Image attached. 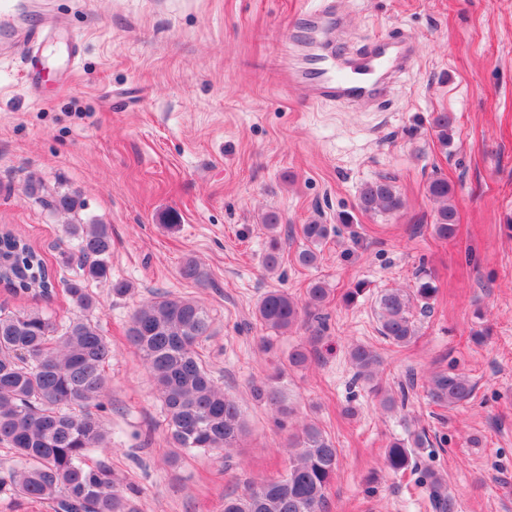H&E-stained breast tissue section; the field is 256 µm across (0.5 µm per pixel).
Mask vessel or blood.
<instances>
[{"instance_id":"obj_1","label":"vessel or blood","mask_w":512,"mask_h":512,"mask_svg":"<svg viewBox=\"0 0 512 512\" xmlns=\"http://www.w3.org/2000/svg\"><path fill=\"white\" fill-rule=\"evenodd\" d=\"M58 26V21L49 17L39 29L18 28L16 43L30 53L44 48ZM303 26L308 36L300 45L299 64L284 73L282 83L299 90L311 105L337 102L358 110L381 106L397 77L406 73L417 57L415 38L402 31L352 47L338 0H320L315 10L304 14Z\"/></svg>"}]
</instances>
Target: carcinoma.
<instances>
[{
	"label": "carcinoma",
	"mask_w": 512,
	"mask_h": 512,
	"mask_svg": "<svg viewBox=\"0 0 512 512\" xmlns=\"http://www.w3.org/2000/svg\"><path fill=\"white\" fill-rule=\"evenodd\" d=\"M453 123L449 112L432 116V128L445 149ZM426 194L438 204L433 233L453 238L457 227L453 187L447 179L435 177L427 183ZM403 205L389 176L365 183L359 193L358 207L366 213L393 214ZM50 206L71 213L79 198L59 194ZM264 222L269 231L264 265L274 271L281 265L279 216L270 211ZM63 232L73 240L68 262L79 270L73 279L55 278L39 251L11 229L0 230V287L14 296L49 301L59 282L80 311V316L60 324L41 310L0 309V444L14 458L13 465L0 466V493L48 502L54 512H136L131 500L141 489L129 485L122 491L104 467L86 462L92 450L112 447V437L97 415L104 408L105 365L112 359V342L94 320L98 302L89 283L110 282L115 297L127 296L131 288L111 278L110 225L65 224ZM331 232V225L318 221L300 225L296 262L305 268L317 266L319 246ZM436 293L434 279L426 272L408 291L380 292L375 299L380 334L396 347L407 345L417 334L414 310L428 309ZM328 297L322 281L308 285L302 303L273 288L259 299L256 319L275 332L302 327L319 318ZM211 336L213 320L201 304L166 294L141 304L127 329L128 342L156 381L177 458L195 452L225 454L247 432L237 403L217 385L198 351ZM349 357L357 379L372 383L381 366L379 354L356 345ZM280 377L277 369L253 384L251 392L274 409L276 423L283 426L290 410L278 387ZM425 390L432 403L452 408L471 400L475 387L467 376L449 368L431 373ZM288 447L284 472L247 486L241 494L225 496L224 512H328L327 490L338 461L335 443L316 424L304 423L290 435ZM410 463L411 452L404 442L388 445L387 469L399 472ZM430 499L436 512H454V496L437 477L431 482Z\"/></svg>",
	"instance_id": "obj_1"
}]
</instances>
